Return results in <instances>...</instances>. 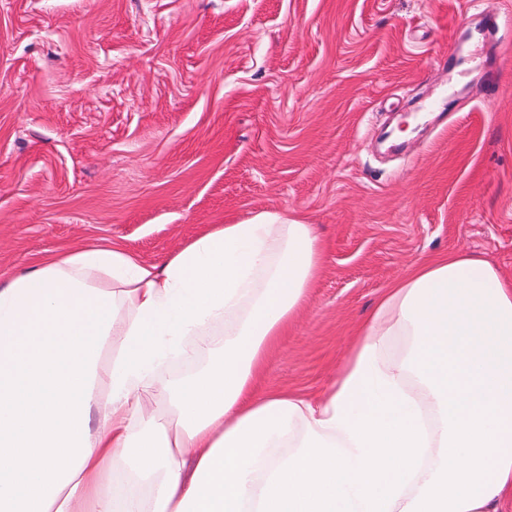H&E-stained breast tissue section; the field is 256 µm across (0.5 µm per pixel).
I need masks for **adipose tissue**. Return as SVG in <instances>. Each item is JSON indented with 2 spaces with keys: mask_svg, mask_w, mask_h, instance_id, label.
<instances>
[{
  "mask_svg": "<svg viewBox=\"0 0 512 512\" xmlns=\"http://www.w3.org/2000/svg\"><path fill=\"white\" fill-rule=\"evenodd\" d=\"M323 260L260 213L159 266L94 247L0 283V512H503L512 280L430 259L323 398L256 394Z\"/></svg>",
  "mask_w": 512,
  "mask_h": 512,
  "instance_id": "adipose-tissue-1",
  "label": "adipose tissue"
}]
</instances>
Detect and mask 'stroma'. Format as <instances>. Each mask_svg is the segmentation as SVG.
Masks as SVG:
<instances>
[{
    "label": "stroma",
    "instance_id": "1",
    "mask_svg": "<svg viewBox=\"0 0 512 512\" xmlns=\"http://www.w3.org/2000/svg\"><path fill=\"white\" fill-rule=\"evenodd\" d=\"M416 95L445 112L381 150ZM260 212L325 248L266 388L321 396L436 254L512 278V0H0L1 282L91 246L159 264Z\"/></svg>",
    "mask_w": 512,
    "mask_h": 512
}]
</instances>
